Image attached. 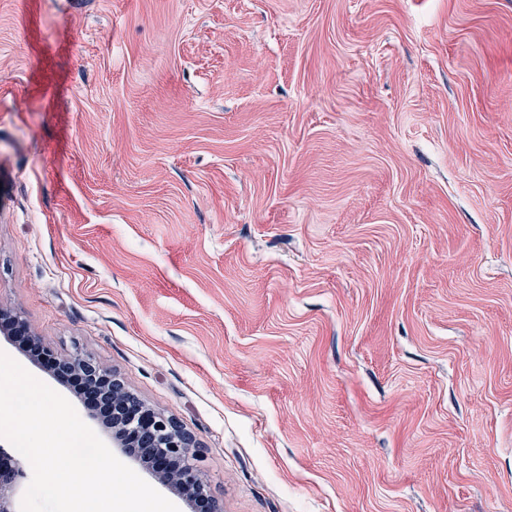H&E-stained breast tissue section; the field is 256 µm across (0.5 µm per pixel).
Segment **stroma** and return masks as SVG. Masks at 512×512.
I'll return each mask as SVG.
<instances>
[{
  "label": "stroma",
  "mask_w": 512,
  "mask_h": 512,
  "mask_svg": "<svg viewBox=\"0 0 512 512\" xmlns=\"http://www.w3.org/2000/svg\"><path fill=\"white\" fill-rule=\"evenodd\" d=\"M0 308L223 512H512V0H0ZM43 354L55 362V375L65 382L78 373L85 380L90 396L109 406L123 432L130 435L138 449L151 455L161 471L171 472L187 496L199 502L206 512H221L209 495L199 466L196 439L170 417L147 407L112 372L103 368L92 356L76 352L65 358H55L47 348Z\"/></svg>",
  "instance_id": "1"
}]
</instances>
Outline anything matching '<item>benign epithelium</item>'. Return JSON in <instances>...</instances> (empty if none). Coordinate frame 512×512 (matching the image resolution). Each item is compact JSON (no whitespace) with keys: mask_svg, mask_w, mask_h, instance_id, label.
Listing matches in <instances>:
<instances>
[{"mask_svg":"<svg viewBox=\"0 0 512 512\" xmlns=\"http://www.w3.org/2000/svg\"><path fill=\"white\" fill-rule=\"evenodd\" d=\"M20 330L29 335L25 322L17 315L0 309V332ZM55 375L61 382L78 373L85 380L90 396L109 406L123 432L130 436L138 449L151 455L158 469L168 471L184 493L202 504L206 512H221L209 495L203 472L199 466L197 441L178 423L147 407L112 372L103 368L92 356L77 352L69 357L54 358ZM24 476L20 462L8 457L0 448V512H16L12 491L18 479Z\"/></svg>","mask_w":512,"mask_h":512,"instance_id":"obj_1","label":"benign epithelium"}]
</instances>
